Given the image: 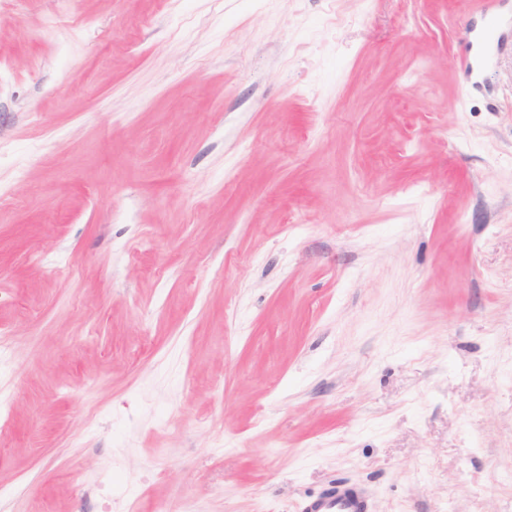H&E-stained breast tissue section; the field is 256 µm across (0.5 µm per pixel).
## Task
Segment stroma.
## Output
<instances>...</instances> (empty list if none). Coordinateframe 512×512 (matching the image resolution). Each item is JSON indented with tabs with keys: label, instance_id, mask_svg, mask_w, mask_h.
I'll list each match as a JSON object with an SVG mask.
<instances>
[{
	"label": "stroma",
	"instance_id": "stroma-1",
	"mask_svg": "<svg viewBox=\"0 0 512 512\" xmlns=\"http://www.w3.org/2000/svg\"><path fill=\"white\" fill-rule=\"evenodd\" d=\"M1 346L0 512H512V0H0ZM370 490L362 485L336 483L299 506V512H369Z\"/></svg>",
	"mask_w": 512,
	"mask_h": 512
}]
</instances>
